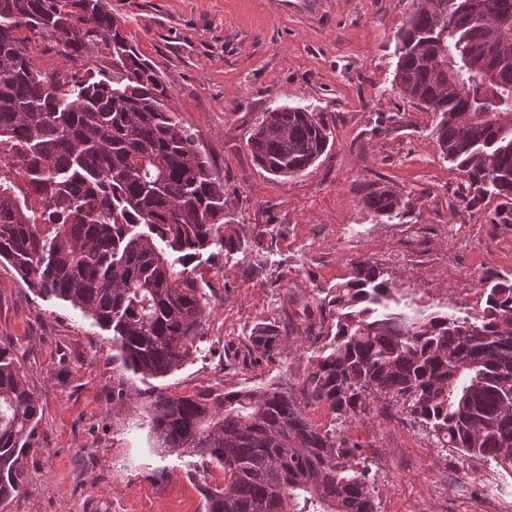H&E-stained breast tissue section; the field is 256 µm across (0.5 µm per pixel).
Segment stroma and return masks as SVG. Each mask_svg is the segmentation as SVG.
<instances>
[{"mask_svg":"<svg viewBox=\"0 0 512 512\" xmlns=\"http://www.w3.org/2000/svg\"><path fill=\"white\" fill-rule=\"evenodd\" d=\"M135 48L166 78L183 126L224 182L226 214L250 240L203 255L210 302L197 349L145 390L298 389L321 325L320 298L371 259L392 274L412 309L477 311L478 279L512 275V224H494L499 200L468 207L464 176L431 134L434 113L395 80V33L412 0H106ZM301 107L333 136L305 172L275 177L246 141L263 112ZM400 192L404 212L384 221L361 204L373 185ZM271 235L255 240L257 230ZM272 324L290 350L251 352L256 327ZM0 345L39 398L25 460L26 487L0 512H205L203 489L224 470L198 457L158 453L143 427L144 400L112 403L119 373L112 334L70 303L29 290L0 265ZM372 471L378 512H473L476 477L512 512V478L419 427L377 417L344 428Z\"/></svg>","mask_w":512,"mask_h":512,"instance_id":"35a3bbf8","label":"stroma"}]
</instances>
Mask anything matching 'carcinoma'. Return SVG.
Returning a JSON list of instances; mask_svg holds the SVG:
<instances>
[{
  "label": "carcinoma",
  "instance_id": "cac0c4a2",
  "mask_svg": "<svg viewBox=\"0 0 512 512\" xmlns=\"http://www.w3.org/2000/svg\"><path fill=\"white\" fill-rule=\"evenodd\" d=\"M52 42L78 65L46 73L29 51ZM401 92L439 116L441 155L467 176L462 199L488 193L512 216V0H425L396 34ZM105 47L107 77L91 62ZM171 88L122 32L104 0H0V261L43 297L112 331V363L142 378L176 369L201 339L209 305L197 259L245 243L224 227V182L171 107ZM324 119L300 107L263 113L248 138L275 176L326 151ZM24 176V185L16 182ZM403 198L375 186L362 206L382 218ZM477 313L389 311L393 280L354 263L327 298L301 398L273 384L222 395L144 392L162 452L224 469L206 512H378L371 467L336 423L389 416L422 426L435 447L512 477V276L479 279ZM268 355L274 325L249 336ZM329 407L321 428L305 408ZM39 400L0 346V504L25 486Z\"/></svg>",
  "mask_w": 512,
  "mask_h": 512
}]
</instances>
